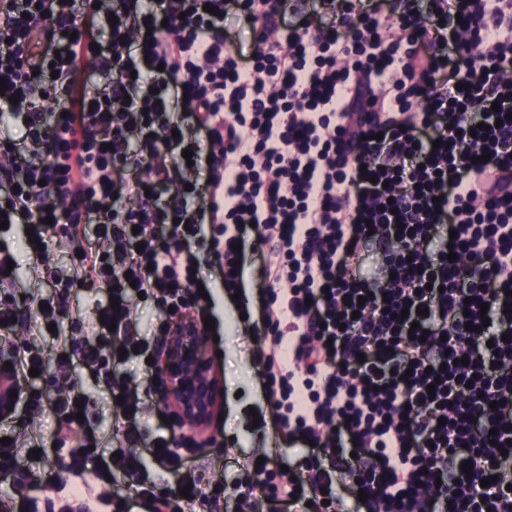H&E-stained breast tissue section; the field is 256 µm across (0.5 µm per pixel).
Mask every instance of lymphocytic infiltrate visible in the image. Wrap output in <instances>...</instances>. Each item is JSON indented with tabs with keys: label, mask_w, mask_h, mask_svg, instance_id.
<instances>
[{
	"label": "lymphocytic infiltrate",
	"mask_w": 512,
	"mask_h": 512,
	"mask_svg": "<svg viewBox=\"0 0 512 512\" xmlns=\"http://www.w3.org/2000/svg\"><path fill=\"white\" fill-rule=\"evenodd\" d=\"M0 78V112L24 120L0 143V214L34 235V277L53 228L105 287L56 363L103 381L124 440L143 413L116 373L145 346L133 298L182 317L200 250L235 295L252 233L271 250L242 332L299 464L247 460L244 485L271 512H512V0H0ZM44 367L32 344L0 364L17 394L1 420L17 403L59 422L0 444V480L31 487L21 451L74 429L80 494L119 472L168 512L136 454L77 419L81 387L39 388Z\"/></svg>",
	"instance_id": "obj_1"
}]
</instances>
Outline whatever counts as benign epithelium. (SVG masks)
<instances>
[{
	"instance_id": "obj_1",
	"label": "benign epithelium",
	"mask_w": 512,
	"mask_h": 512,
	"mask_svg": "<svg viewBox=\"0 0 512 512\" xmlns=\"http://www.w3.org/2000/svg\"><path fill=\"white\" fill-rule=\"evenodd\" d=\"M157 401L177 418L205 432L223 402L221 382L213 372L203 327L188 321L182 332L162 343Z\"/></svg>"
}]
</instances>
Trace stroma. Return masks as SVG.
<instances>
[{
	"label": "stroma",
	"mask_w": 512,
	"mask_h": 512,
	"mask_svg": "<svg viewBox=\"0 0 512 512\" xmlns=\"http://www.w3.org/2000/svg\"><path fill=\"white\" fill-rule=\"evenodd\" d=\"M23 238L22 225L14 224L0 230V245L7 246L16 258L15 304L20 312L21 323L14 340L20 343L32 338L43 348L46 367L41 384L54 391L63 384L55 362L57 349L51 337L35 338L28 330V324L34 316L31 295L51 294L54 286L50 281H39L32 277ZM211 289L213 303L209 316L215 328L216 340L209 343L208 351L215 356L213 365L224 384V404L218 421L212 422L207 431L208 436L214 440L212 449L197 448L192 455V474L204 485L219 480L235 481L240 476V467L244 461L271 447L273 442L271 429L263 428L254 421L255 416L266 417L270 414L258 379L259 367L250 356L254 343L251 337L237 333L238 313L226 299L220 284L212 283ZM117 373L132 379L145 407L141 419L142 437L135 446L136 452L142 454L150 479L160 489H176L181 478L180 472L160 465L145 452L146 443L169 432L166 423L161 420L163 407L156 401L155 370L146 367L144 358L135 356L118 368ZM71 375L84 387L90 398L88 416L97 430L102 450L108 452L119 447L120 442L113 434L111 413L103 388L95 376L80 365L72 366ZM68 460V449L52 447L47 448L42 459L22 460V467L42 475L43 482L39 487L13 498V512H64L66 507L72 505L74 499L71 492L80 479L68 470Z\"/></svg>",
	"instance_id": "1"
}]
</instances>
